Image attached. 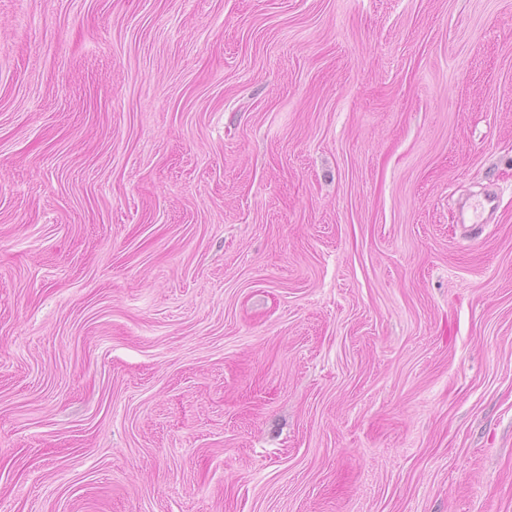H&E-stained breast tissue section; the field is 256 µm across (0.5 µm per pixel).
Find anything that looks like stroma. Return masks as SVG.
Segmentation results:
<instances>
[{
  "instance_id": "1",
  "label": "stroma",
  "mask_w": 512,
  "mask_h": 512,
  "mask_svg": "<svg viewBox=\"0 0 512 512\" xmlns=\"http://www.w3.org/2000/svg\"><path fill=\"white\" fill-rule=\"evenodd\" d=\"M0 512H512V0H0Z\"/></svg>"
}]
</instances>
